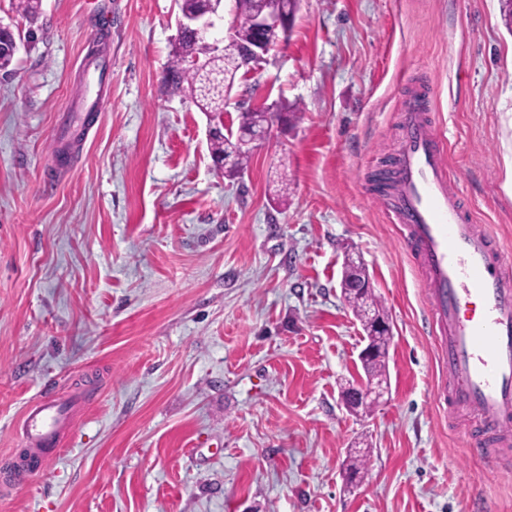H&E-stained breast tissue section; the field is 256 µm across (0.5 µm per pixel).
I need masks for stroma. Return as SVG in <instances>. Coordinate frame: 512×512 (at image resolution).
Masks as SVG:
<instances>
[{"label": "stroma", "mask_w": 512, "mask_h": 512, "mask_svg": "<svg viewBox=\"0 0 512 512\" xmlns=\"http://www.w3.org/2000/svg\"><path fill=\"white\" fill-rule=\"evenodd\" d=\"M0 0L19 35L0 70V475L16 425L53 388L75 428L0 512H512V432H477L433 391L422 270L374 176L417 90L477 223L512 256V32L499 0H300L284 47L224 112L295 108L225 177L207 118L163 71L175 0ZM108 73L100 108L86 67ZM284 182L288 202L271 201ZM360 259L392 328L370 415L341 295ZM367 474L345 480L355 442ZM385 384V386H384ZM387 383L375 379H361L355 384L351 400L359 408H374L386 392Z\"/></svg>", "instance_id": "obj_1"}]
</instances>
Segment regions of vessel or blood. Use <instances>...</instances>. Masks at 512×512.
<instances>
[{"label":"vessel or blood","mask_w":512,"mask_h":512,"mask_svg":"<svg viewBox=\"0 0 512 512\" xmlns=\"http://www.w3.org/2000/svg\"><path fill=\"white\" fill-rule=\"evenodd\" d=\"M439 127L422 111L404 116L394 165L393 221L425 275L428 322L439 332L448 372L449 409L467 408L495 428L512 426V279L507 256L482 224L471 223L442 158ZM78 398L41 394L23 412L30 448L27 475L57 460L72 429Z\"/></svg>","instance_id":"b4317fda"}]
</instances>
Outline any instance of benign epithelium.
<instances>
[{"instance_id": "7a95c632", "label": "benign epithelium", "mask_w": 512, "mask_h": 512, "mask_svg": "<svg viewBox=\"0 0 512 512\" xmlns=\"http://www.w3.org/2000/svg\"><path fill=\"white\" fill-rule=\"evenodd\" d=\"M204 10L178 17V31H188L200 39H206L217 22L224 24V40L238 38V20L235 0H204ZM298 0H262L250 21L252 36L242 52L235 72L248 76L267 60L269 53L277 49L288 37L290 22ZM386 392L384 383L375 379H361L355 384L351 400L360 408H373Z\"/></svg>"}]
</instances>
